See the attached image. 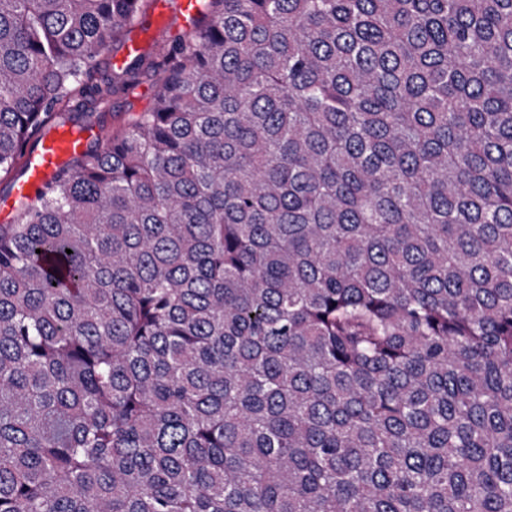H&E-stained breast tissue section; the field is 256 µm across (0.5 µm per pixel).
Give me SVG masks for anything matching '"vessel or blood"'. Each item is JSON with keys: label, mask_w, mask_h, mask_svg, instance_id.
I'll return each instance as SVG.
<instances>
[{"label": "vessel or blood", "mask_w": 512, "mask_h": 512, "mask_svg": "<svg viewBox=\"0 0 512 512\" xmlns=\"http://www.w3.org/2000/svg\"><path fill=\"white\" fill-rule=\"evenodd\" d=\"M98 135L93 126L64 125L44 136L40 149L25 156L24 178L15 184L10 196L0 199V215L8 216L18 205L33 199L57 171L81 156Z\"/></svg>", "instance_id": "obj_1"}]
</instances>
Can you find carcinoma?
<instances>
[{
    "mask_svg": "<svg viewBox=\"0 0 512 512\" xmlns=\"http://www.w3.org/2000/svg\"><path fill=\"white\" fill-rule=\"evenodd\" d=\"M0 0V512H512V0ZM156 1H164L167 4L165 9L167 19L160 25L152 22V5L153 2ZM178 1L179 0H147L138 22L125 31L119 39L113 42L111 41L108 49L100 55L98 69L90 74L88 79L89 83L99 82L103 74L112 73L113 69L118 70V67L125 65V45L127 54H135L141 50V41L131 40L127 43L130 38L134 37L141 30H143L142 32L148 33L146 49L142 53L147 57L157 56L158 49L161 47H169L186 38L189 33H192L195 28V21L201 17L202 0H181L179 2V14L177 13ZM149 2H152L150 7H148ZM178 17L181 25L188 34H186L179 25ZM159 78L157 73L144 74L140 77L139 82L126 93L112 97L109 108L85 111L105 112L101 118H98L97 114H93V116L89 114V116L80 118L76 123H68L59 127H55V123L52 122L47 132L53 127L55 128L43 137L40 149L26 154L24 159L25 176L15 184L11 194L13 183L6 178L0 180V197L10 194L0 200L1 218L10 215L23 202L33 199L57 171L74 158L81 156L87 146L88 148L94 146L98 141L92 140L99 136L96 127L101 131L98 138L100 139L108 131L120 127L132 114L149 109L153 105L157 93ZM19 211L16 210L10 216L0 219V224L13 223Z\"/></svg>",
    "mask_w": 512,
    "mask_h": 512,
    "instance_id": "cac0c4a2",
    "label": "carcinoma"
}]
</instances>
